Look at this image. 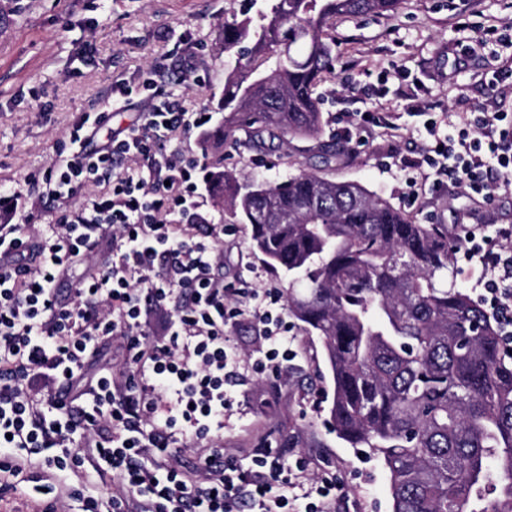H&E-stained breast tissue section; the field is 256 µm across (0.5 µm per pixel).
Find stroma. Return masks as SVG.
Segmentation results:
<instances>
[{"mask_svg":"<svg viewBox=\"0 0 512 512\" xmlns=\"http://www.w3.org/2000/svg\"><path fill=\"white\" fill-rule=\"evenodd\" d=\"M251 0H0V191L25 188L56 160L80 112L105 111L112 86L132 87L139 103L144 71L193 53L198 69L182 83L196 111L224 89V19ZM512 30V0H398L379 16H340L332 22L335 71L319 85L323 122L341 160L322 168L310 143L296 139L270 150L243 141L224 144V167L254 179L282 180L324 170L352 181L406 211L420 224L512 225V193L494 187L484 202L450 181H439L423 161L426 121L448 133V107L467 112L495 102L512 114V94L490 100L494 59L512 57L497 33ZM91 61H84L86 46ZM419 95L428 115L409 112ZM383 114L398 136L366 125L350 129L349 114ZM417 204H409L411 190ZM212 223L224 227V259L216 277L250 288L287 291L288 276L268 267L251 244L250 227L229 224L212 197L202 200ZM295 357L278 390L250 369L231 393L224 416V447L301 453L304 482L335 476L342 485L335 512H391L382 461L339 440L326 423L332 387L317 337L292 323Z\"/></svg>","mask_w":512,"mask_h":512,"instance_id":"stroma-1","label":"stroma"}]
</instances>
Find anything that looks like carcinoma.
Returning a JSON list of instances; mask_svg holds the SVG:
<instances>
[{
  "label": "carcinoma",
  "instance_id": "carcinoma-1",
  "mask_svg": "<svg viewBox=\"0 0 512 512\" xmlns=\"http://www.w3.org/2000/svg\"><path fill=\"white\" fill-rule=\"evenodd\" d=\"M398 0H269L224 19L222 140L240 130L288 145L320 140L316 87L334 71L328 30ZM214 152L210 188L251 226L267 265L292 276L288 313L321 340L328 424L389 474L391 512H512V352L455 284L444 224H419L351 182L302 171L240 178Z\"/></svg>",
  "mask_w": 512,
  "mask_h": 512
}]
</instances>
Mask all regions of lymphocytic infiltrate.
Masks as SVG:
<instances>
[{"label":"lymphocytic infiltrate","mask_w":512,"mask_h":512,"mask_svg":"<svg viewBox=\"0 0 512 512\" xmlns=\"http://www.w3.org/2000/svg\"><path fill=\"white\" fill-rule=\"evenodd\" d=\"M142 112L125 127L127 90L113 86L109 112L80 114L70 149L43 173L42 195L57 204L49 226L0 225V475L36 470L57 500L84 512H333L338 485L325 478L299 490L303 457L265 448L250 464L224 452L226 384L236 377L229 327L252 317L265 348L256 373L279 374L293 356L281 292L215 278L220 233L198 213L196 160L166 149L170 133L205 130L208 112L146 81ZM424 161L471 193L512 183V118L468 112ZM104 184L81 207L77 189ZM455 238L480 269L475 301L494 314L512 345V227L495 234L460 224ZM125 343L123 381L84 369L97 344ZM202 444L201 474L171 466L179 437ZM112 472L110 496L53 483L85 459ZM55 504L48 512H58Z\"/></svg>","instance_id":"obj_1"}]
</instances>
